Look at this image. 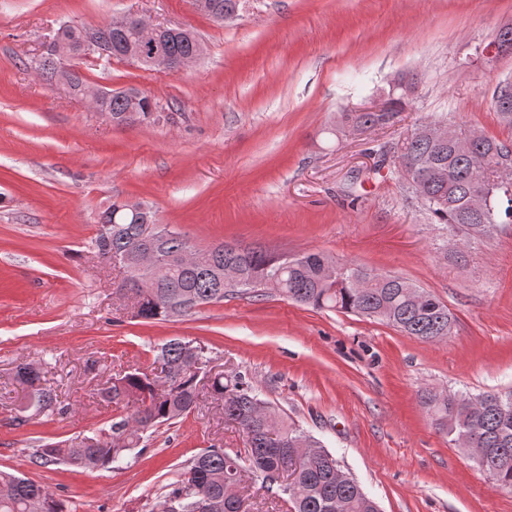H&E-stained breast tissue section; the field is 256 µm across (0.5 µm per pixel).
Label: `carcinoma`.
Returning a JSON list of instances; mask_svg holds the SVG:
<instances>
[{"label":"carcinoma","mask_w":512,"mask_h":512,"mask_svg":"<svg viewBox=\"0 0 512 512\" xmlns=\"http://www.w3.org/2000/svg\"><path fill=\"white\" fill-rule=\"evenodd\" d=\"M84 30L83 26L66 25L62 43L67 51L77 49ZM96 31L102 42L112 45L104 61L124 59L134 41L133 31L117 32L108 24ZM196 41L197 36L187 30L167 39L168 51L173 56L189 55ZM71 62L49 50L35 62V71L50 84L69 82L73 96L94 102L98 86L71 69ZM134 93L135 102L126 94L112 96L108 104L112 117L129 112L145 120L154 116L157 102L140 90ZM405 106L400 95L381 111L343 112L339 131L389 127ZM456 136L465 138L468 133L455 129L445 140L405 136L396 143L401 165H392L390 172L404 185L408 175L416 176L422 185L417 203L434 223L453 231L459 245L466 247L472 239L490 233L502 219L512 223V188L499 184L500 169L506 164L512 167V143L482 134L472 139L469 150L462 151L456 147ZM477 160L483 165L480 180L472 172ZM100 215L108 228L97 231L92 241L98 258H117L128 266L137 259L140 244L154 246L165 257L151 281L125 277L115 284L116 294L132 298L134 318L165 320L224 300L229 290L218 287V280L221 270L229 269L294 302L377 319L422 341H441L454 327L447 305L425 290L423 300H418L415 292L419 287L396 275L340 263L319 252L288 257L235 242L208 249L211 262L201 266L184 258L193 244L181 233L146 224L142 214L121 210L116 201ZM158 358L167 387L145 372L125 373L103 390L102 397L115 405L136 404L133 413L89 436L45 444L35 450V461L82 468L119 463L140 445L148 429L178 419L196 406L200 386L205 385L212 398L223 402L224 418L244 429L248 446L243 456L221 448L193 456L168 494L169 500L178 501L180 512H246L234 496V486L245 470L260 477L266 491L278 489L288 495L293 512H378L375 501L343 471L333 454L288 423L271 403L259 397L253 385L239 376L208 374L210 357L205 347L171 340L159 348ZM16 379L26 389L25 410H33L36 416L56 413V398L42 383L39 368L22 364L17 367ZM421 399L451 444L467 451L481 470L492 475L496 487L512 489V390L477 395L426 390ZM295 455L305 456L304 462L294 469L293 483L283 487L276 483L278 470ZM0 512L64 510L42 484L1 470Z\"/></svg>","instance_id":"1"}]
</instances>
